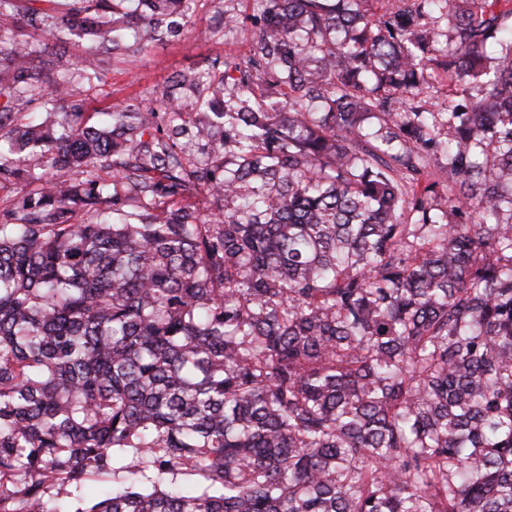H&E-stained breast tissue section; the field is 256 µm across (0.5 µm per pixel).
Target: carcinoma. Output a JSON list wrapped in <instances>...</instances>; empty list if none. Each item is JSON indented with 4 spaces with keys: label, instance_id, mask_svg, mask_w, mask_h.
<instances>
[{
    "label": "carcinoma",
    "instance_id": "cac0c4a2",
    "mask_svg": "<svg viewBox=\"0 0 512 512\" xmlns=\"http://www.w3.org/2000/svg\"><path fill=\"white\" fill-rule=\"evenodd\" d=\"M43 2L0 0V512H512V8L259 0L88 112L196 0ZM198 29L188 37L160 41L145 54L125 63L111 66L104 83L87 89L81 86L79 99H84L88 112H103L113 104L124 100L150 102L152 92L159 90L164 81L175 71L193 66L204 58L240 57L249 53L247 43L238 37L207 30L205 21H199ZM202 32V33H201ZM432 86L428 92L431 109L433 112H448V77L441 72L433 78Z\"/></svg>",
    "mask_w": 512,
    "mask_h": 512
}]
</instances>
